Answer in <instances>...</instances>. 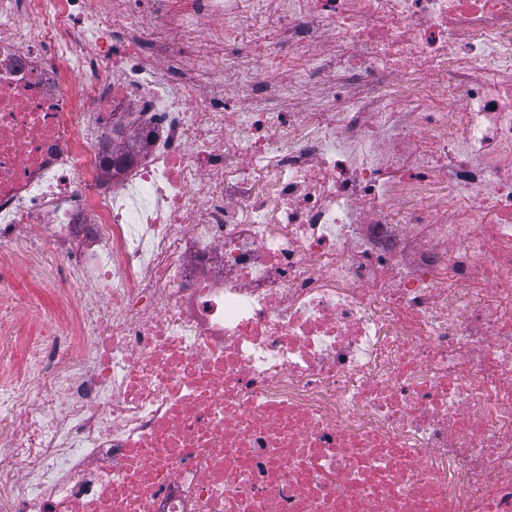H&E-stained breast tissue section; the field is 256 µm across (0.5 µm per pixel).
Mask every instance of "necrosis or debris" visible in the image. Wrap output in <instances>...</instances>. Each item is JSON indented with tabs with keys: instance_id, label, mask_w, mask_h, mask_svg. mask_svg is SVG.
I'll use <instances>...</instances> for the list:
<instances>
[{
	"instance_id": "1",
	"label": "necrosis or debris",
	"mask_w": 512,
	"mask_h": 512,
	"mask_svg": "<svg viewBox=\"0 0 512 512\" xmlns=\"http://www.w3.org/2000/svg\"><path fill=\"white\" fill-rule=\"evenodd\" d=\"M0 512H512V0H0Z\"/></svg>"
}]
</instances>
